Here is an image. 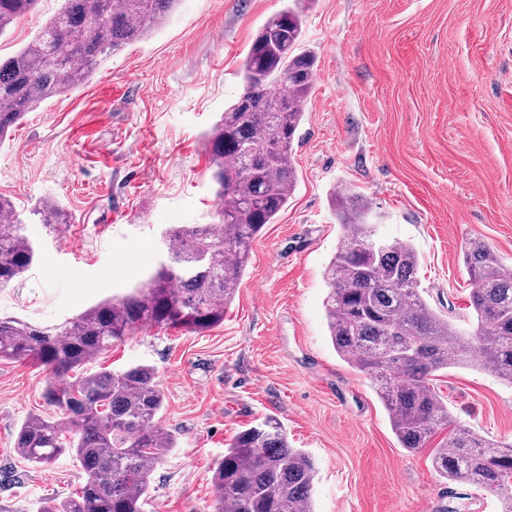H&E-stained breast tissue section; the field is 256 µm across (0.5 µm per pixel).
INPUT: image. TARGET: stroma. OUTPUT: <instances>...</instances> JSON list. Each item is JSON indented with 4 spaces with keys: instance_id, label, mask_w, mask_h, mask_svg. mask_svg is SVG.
<instances>
[{
    "instance_id": "obj_1",
    "label": "stroma",
    "mask_w": 512,
    "mask_h": 512,
    "mask_svg": "<svg viewBox=\"0 0 512 512\" xmlns=\"http://www.w3.org/2000/svg\"><path fill=\"white\" fill-rule=\"evenodd\" d=\"M285 0H179L167 25L106 58L80 87L38 104L0 143V194L43 200L69 223L31 224L41 262L0 288V315L53 325L142 281L170 224H214L207 133L241 94L240 71ZM0 35L15 55L60 8ZM301 50L316 57L294 145L296 187L253 243L224 322L197 335L140 327L93 370L153 367L160 425L177 438L145 512H214L213 470L244 427L277 419L316 464L314 512H502L499 497L441 479L431 449L401 448L365 373L328 336L331 198L355 186L371 223L411 243L436 310L475 328L464 252L480 240L512 269V0H311ZM50 372L0 361V512H37L79 489L75 458L32 467L14 448ZM454 417L512 443V385L470 366L440 371Z\"/></svg>"
}]
</instances>
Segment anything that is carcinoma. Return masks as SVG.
Instances as JSON below:
<instances>
[{
    "mask_svg": "<svg viewBox=\"0 0 512 512\" xmlns=\"http://www.w3.org/2000/svg\"><path fill=\"white\" fill-rule=\"evenodd\" d=\"M178 0H62L59 11L17 54L0 59V140L43 100L86 82L100 61L163 27ZM308 0H288L262 26L242 67L243 92L206 134L218 211L213 224H174L166 254L143 282L58 325L0 317V360L32 361L69 376L140 326L203 334L224 323L252 242L288 205L295 184L293 148L313 84L315 58L299 51ZM37 0H0V36ZM342 230L328 269L325 301L339 356L378 385L400 446L416 451L447 431L432 463L436 474L503 499L512 512V444L489 441L455 420L435 388V373L471 363L512 384V272L473 242L465 260L472 282L471 334L460 333L422 295L418 254L409 243L372 247L371 208L355 187L334 197ZM31 215L54 228L69 221L45 202ZM13 200L0 195V288L38 262ZM46 403L61 417L30 416L15 448L40 467L73 456L86 478L78 493L42 502L38 512H143L156 464L177 445L156 418L164 393L154 369L95 371L78 385L50 381ZM314 464L267 418L239 431L217 463L216 512H313Z\"/></svg>",
    "mask_w": 512,
    "mask_h": 512,
    "instance_id": "carcinoma-1",
    "label": "carcinoma"
}]
</instances>
